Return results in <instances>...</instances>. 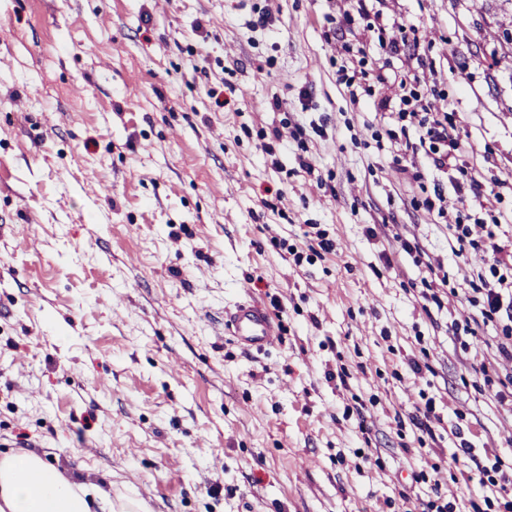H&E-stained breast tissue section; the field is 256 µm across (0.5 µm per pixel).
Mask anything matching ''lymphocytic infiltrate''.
Masks as SVG:
<instances>
[{
    "instance_id": "1",
    "label": "lymphocytic infiltrate",
    "mask_w": 512,
    "mask_h": 512,
    "mask_svg": "<svg viewBox=\"0 0 512 512\" xmlns=\"http://www.w3.org/2000/svg\"><path fill=\"white\" fill-rule=\"evenodd\" d=\"M351 96L370 93L381 76L364 49H356L351 58L341 62L336 71ZM399 92L391 113L394 122L379 121L372 134L376 144H387L395 166L407 163L410 153L425 152L429 167H413L410 177L423 188L419 206L437 213L448 228L459 249L482 250L489 255L487 268L476 279L460 284L449 275L410 280L425 303L442 306L444 296L456 297L466 314L454 322V336H476L487 326H495L500 342L495 361L480 359L472 364L475 375L485 384H498L499 404L512 399V238L499 237L501 225L512 222V209H487L485 218H473L466 207L449 208L446 188L456 194L476 189L477 184L463 162L466 142L457 136L461 117L456 108L433 112L425 103L429 86L423 76L407 70L397 77ZM449 175V184H442V175ZM449 469L467 474L484 490L483 505L477 512H512V498L505 497L512 477L499 464H482L469 442H462L448 458Z\"/></svg>"
}]
</instances>
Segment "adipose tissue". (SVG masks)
Returning a JSON list of instances; mask_svg holds the SVG:
<instances>
[{"label":"adipose tissue","instance_id":"obj_1","mask_svg":"<svg viewBox=\"0 0 512 512\" xmlns=\"http://www.w3.org/2000/svg\"><path fill=\"white\" fill-rule=\"evenodd\" d=\"M139 502H113L111 491L77 482L30 453L0 455V512H140Z\"/></svg>","mask_w":512,"mask_h":512}]
</instances>
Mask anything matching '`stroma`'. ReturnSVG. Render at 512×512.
Returning a JSON list of instances; mask_svg holds the SVG:
<instances>
[{"mask_svg": "<svg viewBox=\"0 0 512 512\" xmlns=\"http://www.w3.org/2000/svg\"><path fill=\"white\" fill-rule=\"evenodd\" d=\"M347 7L0 0V454H37L147 512H394L402 494L415 512L428 487L414 472L462 485L448 468L461 441L512 467V413L471 369L494 329L460 345V304L428 315L406 286L432 265L463 280L485 257L453 255L371 139L391 76L424 59L447 92L429 107L454 103L482 185L449 206L511 204L512 0H384L395 54L343 23ZM357 44L388 81L356 102L336 61ZM297 124L304 145L268 157L262 133ZM310 224L337 249L293 266L270 239L302 244ZM399 236L425 263L392 253ZM242 281L283 304L261 353L224 330ZM424 396L443 419L432 449L396 423ZM357 398L363 414H345Z\"/></svg>", "mask_w": 512, "mask_h": 512, "instance_id": "obj_1", "label": "stroma"}]
</instances>
